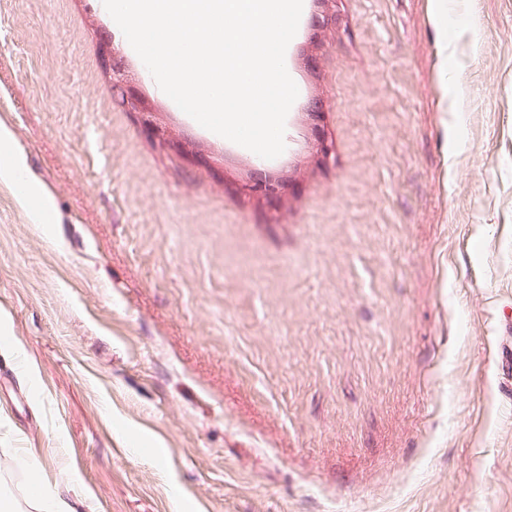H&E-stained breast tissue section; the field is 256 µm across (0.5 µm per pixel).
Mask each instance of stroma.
I'll list each match as a JSON object with an SVG mask.
<instances>
[{"instance_id": "35a3bbf8", "label": "stroma", "mask_w": 512, "mask_h": 512, "mask_svg": "<svg viewBox=\"0 0 512 512\" xmlns=\"http://www.w3.org/2000/svg\"><path fill=\"white\" fill-rule=\"evenodd\" d=\"M446 2L336 0L316 38L305 0L272 203L102 0H0V126L54 212L0 184L1 492L31 454L94 512H512V0ZM127 72L124 58L114 54L112 56L111 80L112 94L116 105L126 112L148 111L141 99L129 91Z\"/></svg>"}]
</instances>
